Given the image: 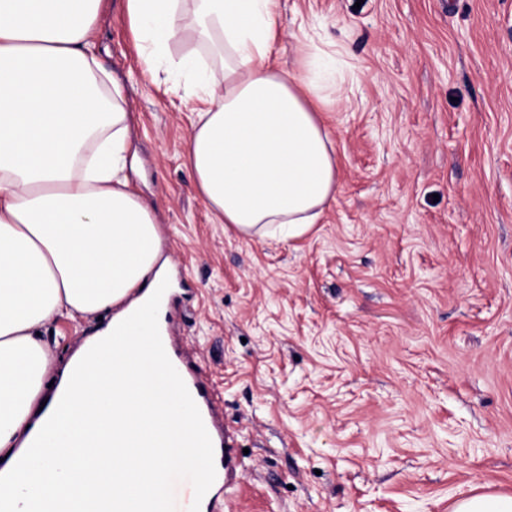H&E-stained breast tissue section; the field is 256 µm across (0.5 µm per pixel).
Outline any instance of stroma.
<instances>
[{
	"mask_svg": "<svg viewBox=\"0 0 512 512\" xmlns=\"http://www.w3.org/2000/svg\"><path fill=\"white\" fill-rule=\"evenodd\" d=\"M123 0L91 35L124 87L125 175L169 261L168 340L242 450L215 512H450L512 494V0H279L274 60L305 37L342 94L321 114L340 188L318 224L244 240L184 167L198 99L143 74ZM110 313L50 323L64 365Z\"/></svg>",
	"mask_w": 512,
	"mask_h": 512,
	"instance_id": "1",
	"label": "stroma"
}]
</instances>
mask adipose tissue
I'll use <instances>...</instances> for the list:
<instances>
[{
	"label": "adipose tissue",
	"instance_id": "obj_1",
	"mask_svg": "<svg viewBox=\"0 0 512 512\" xmlns=\"http://www.w3.org/2000/svg\"><path fill=\"white\" fill-rule=\"evenodd\" d=\"M278 0H125L140 65L153 73L186 24L224 63L177 67L210 105L185 140L186 168L217 223L245 239L292 238L339 190L315 105L332 72L307 50L272 61ZM103 0H0V512H137L166 472L208 450L180 376L154 350L161 319L128 304L168 283L159 227L124 170L130 130L90 33ZM108 327L54 386L41 334L108 309ZM127 495L114 497V484Z\"/></svg>",
	"mask_w": 512,
	"mask_h": 512
}]
</instances>
